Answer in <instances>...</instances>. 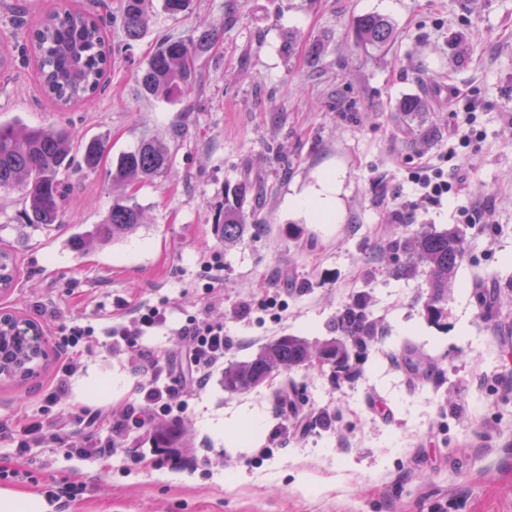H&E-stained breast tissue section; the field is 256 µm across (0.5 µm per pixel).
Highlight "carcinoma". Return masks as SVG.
Listing matches in <instances>:
<instances>
[{
	"label": "carcinoma",
	"mask_w": 512,
	"mask_h": 512,
	"mask_svg": "<svg viewBox=\"0 0 512 512\" xmlns=\"http://www.w3.org/2000/svg\"><path fill=\"white\" fill-rule=\"evenodd\" d=\"M148 18V0H122L119 21L125 37L134 41L141 36ZM392 35L388 20L375 15L361 18L356 37L360 44L382 50ZM218 30L203 28L185 39L164 38L142 70V92L151 97L171 100L189 92L201 82L198 60L218 43ZM43 93L61 107L90 99L103 88V77L112 60V43L101 21L79 10H56L45 14L28 33ZM107 151L100 138H93L73 154L71 136L64 126H27L19 122L0 123V188L23 191V217L28 224L62 223V204L66 179L71 169L97 168ZM172 153L162 140L149 139L123 153L112 172V184L122 189L149 181L169 171ZM245 184H227L224 203L215 220L224 246H233L243 238ZM144 220L140 205L125 192L112 198V207L99 227L77 238L81 246H96L117 241L135 232ZM385 251L393 256L406 254L412 260L410 270L424 269L428 298L423 305L428 319L443 317L448 289L467 256L464 235L458 230L424 229L411 238L396 237ZM345 339L333 340L320 348L294 336H281L263 347L252 359L224 370V389L238 392L261 384L271 369L288 372L312 363V352L326 353L327 364L335 376L350 372V350L362 354L376 342V325L368 318L366 301L358 299L341 315Z\"/></svg>",
	"instance_id": "obj_1"
}]
</instances>
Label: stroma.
<instances>
[{"mask_svg": "<svg viewBox=\"0 0 512 512\" xmlns=\"http://www.w3.org/2000/svg\"><path fill=\"white\" fill-rule=\"evenodd\" d=\"M64 4L106 17L120 0H0V43L23 45L26 27ZM368 14L392 24L384 52L356 40L354 22ZM205 27L220 41L198 62L200 87L144 96L140 70L158 41ZM109 37L106 88L86 103L60 108L22 55L0 72V122L64 125L78 145L109 140L97 170L68 172L61 223H23L20 191L0 189V249L17 265L0 310L37 322L49 353L36 377L0 381V423L38 412L65 356L59 324L115 326L163 299L167 322L143 343L178 354L171 330L203 307L201 265L215 254L225 365L282 336L339 337V316L361 296L378 339L349 379L317 362L228 392L214 372L174 426V462L155 465L147 442L139 463L50 446L18 460L0 441V468L20 472L0 488L44 495L82 484L56 512H512V0H193L175 18L154 7L132 44L116 27ZM408 99L419 111H401ZM467 102L484 139L458 160L465 192L395 224L393 209L417 200L420 162L448 168V131ZM149 137L171 142L173 160L168 174L129 188L146 223L75 249L112 204L119 156ZM330 170L339 218L319 224L291 202ZM228 182L262 192L246 199L248 230L232 248L214 224ZM475 201L480 224L466 221ZM431 226L462 229L467 248L437 322L423 309L425 274L396 276L382 258L391 235ZM271 296L287 306L277 321L260 310ZM136 359L92 337L63 406L134 401Z\"/></svg>", "mask_w": 512, "mask_h": 512, "instance_id": "1", "label": "stroma"}]
</instances>
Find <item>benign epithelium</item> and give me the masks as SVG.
<instances>
[{"label":"benign epithelium","mask_w":512,"mask_h":512,"mask_svg":"<svg viewBox=\"0 0 512 512\" xmlns=\"http://www.w3.org/2000/svg\"><path fill=\"white\" fill-rule=\"evenodd\" d=\"M48 358L42 328L12 312H0V377L18 381L36 375Z\"/></svg>","instance_id":"7a95c632"}]
</instances>
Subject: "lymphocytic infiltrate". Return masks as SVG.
I'll return each instance as SVG.
<instances>
[{
  "mask_svg": "<svg viewBox=\"0 0 512 512\" xmlns=\"http://www.w3.org/2000/svg\"><path fill=\"white\" fill-rule=\"evenodd\" d=\"M411 181L424 206H436L443 199L458 195L465 183L457 170L446 171L426 162L420 163ZM165 320L163 306L146 303L129 313L122 324L107 328L108 347L112 354L119 356L134 349L139 356L134 368L138 377L137 399L115 415L102 409L60 408L59 403L69 381L77 371L73 354L95 332L90 325H61V341L71 356L60 365L56 383L46 393L38 416L24 417L14 425L1 426L0 435L14 443L15 453L20 457L47 440L68 452L76 450L84 456L103 457L111 454L113 445L137 438L158 423L183 420L189 414L191 395L204 390L213 372L223 368L224 351L230 340L224 334L223 322L191 315L177 330L187 342L185 350L178 357L163 359L151 349L140 348L139 343L143 336ZM103 422L110 428L107 441L91 440L85 445H77L73 439V427L86 430Z\"/></svg>",
  "mask_w": 512,
  "mask_h": 512,
  "instance_id": "lymphocytic-infiltrate-1",
  "label": "lymphocytic infiltrate"
}]
</instances>
